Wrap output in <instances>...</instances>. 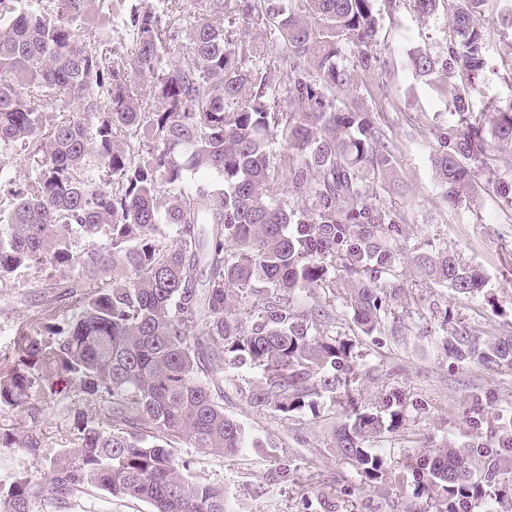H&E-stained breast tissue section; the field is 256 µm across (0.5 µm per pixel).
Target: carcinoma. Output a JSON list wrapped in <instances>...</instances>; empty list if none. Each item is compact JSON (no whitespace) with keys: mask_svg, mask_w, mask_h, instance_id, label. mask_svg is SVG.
I'll return each instance as SVG.
<instances>
[{"mask_svg":"<svg viewBox=\"0 0 512 512\" xmlns=\"http://www.w3.org/2000/svg\"><path fill=\"white\" fill-rule=\"evenodd\" d=\"M97 2L0 0V146L19 143L36 162L23 180L0 173V288L44 270L72 311L35 315L38 331L18 328L0 354V413L16 415L0 422V452L51 461L44 483L19 473L0 484V512L91 489L153 512H225L224 487L186 475L175 449L229 458L248 447L224 413L226 365L262 369L247 401L274 416L337 398L331 446L364 483L385 480L365 443L400 430L413 402L393 390L365 404L362 354L333 335L327 298L342 294L370 336L404 292L400 246L414 227L373 199L393 175L394 145L356 95L361 76L386 66L378 0H201L188 56L164 66L184 0L160 12L130 6L132 54L117 61L95 47ZM488 2L387 0L447 18L445 50H415L409 65L452 116L432 152L452 208L484 182L512 206V178L491 162V142L512 146V77L509 95L482 111L470 101L490 72L493 36L475 23ZM228 13L263 27L268 42L237 37ZM76 230L88 241L78 253ZM416 265L458 295L483 290L480 272L446 249ZM440 345L451 368L512 371V336L482 341L453 327ZM72 384L93 409L73 403L57 447L38 400ZM485 407L472 398L463 447L445 442L409 465L414 494L434 512L468 501L502 512L512 498V411L488 426Z\"/></svg>","mask_w":512,"mask_h":512,"instance_id":"cac0c4a2","label":"carcinoma"}]
</instances>
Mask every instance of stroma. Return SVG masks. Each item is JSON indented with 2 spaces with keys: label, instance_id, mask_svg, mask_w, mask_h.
<instances>
[{
  "label": "stroma",
  "instance_id": "1",
  "mask_svg": "<svg viewBox=\"0 0 512 512\" xmlns=\"http://www.w3.org/2000/svg\"><path fill=\"white\" fill-rule=\"evenodd\" d=\"M378 8V40L388 66L365 77L364 101L392 136L397 151L394 177L377 195L415 225L407 243L409 252L448 250L479 269L486 284L482 292L466 298L406 266L403 274L411 296L393 300L389 325L382 330L387 341L381 346L361 335L343 297L332 298L337 333L356 340L368 368L361 381L367 399H377L395 387L417 402L407 411L400 432L372 442L383 449L388 472L387 480L376 488L363 484L330 445L333 427L341 419L333 399L322 400L314 414L272 417L253 409L245 399L260 377L259 369L226 370L225 413L248 434L273 436L279 445L273 457L248 450L223 458L185 445L177 448L179 458L191 460L193 478L223 486L227 512H300L306 502L311 505L309 512H434L429 502L414 497L411 484L402 481L403 463L444 441L464 443L467 428L462 416L474 392L491 393L495 407H512V374L480 365L449 368L434 345L435 337L447 332L448 314L483 340L512 335V207L492 186L472 204L451 209L444 203L431 164L432 132L451 116L437 94L413 76L408 54L425 46L441 51L445 19L440 15L422 19L405 7L394 11L386 0H380ZM62 307L48 279L40 276L19 277L14 287L0 290V351L11 348L16 326L34 312ZM284 467L289 474L283 478L279 472ZM48 469L44 458L9 451L0 455V484L11 483L21 472L42 482ZM33 512H151V507L92 490L59 508L35 503Z\"/></svg>",
  "mask_w": 512,
  "mask_h": 512
}]
</instances>
